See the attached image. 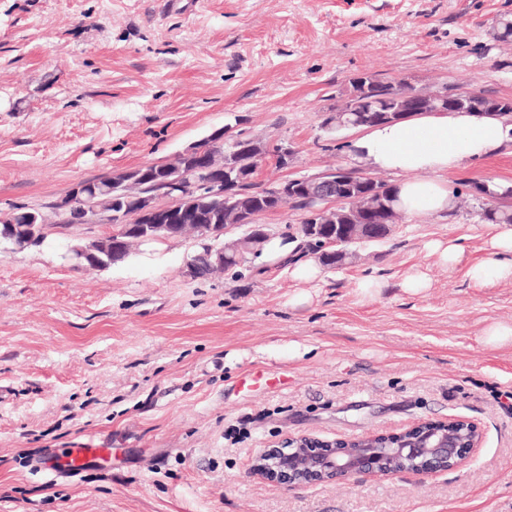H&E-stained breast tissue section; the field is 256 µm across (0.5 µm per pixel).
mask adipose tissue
Returning <instances> with one entry per match:
<instances>
[{
    "label": "adipose tissue",
    "mask_w": 512,
    "mask_h": 512,
    "mask_svg": "<svg viewBox=\"0 0 512 512\" xmlns=\"http://www.w3.org/2000/svg\"><path fill=\"white\" fill-rule=\"evenodd\" d=\"M512 138L504 117L469 112H421L370 127L353 143L363 168L395 174L397 207L407 214H444L456 198L441 173L499 150ZM489 260L471 269L483 285L512 281V225L499 224L488 241Z\"/></svg>",
    "instance_id": "adipose-tissue-1"
}]
</instances>
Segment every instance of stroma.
Here are the masks:
<instances>
[{
	"mask_svg": "<svg viewBox=\"0 0 512 512\" xmlns=\"http://www.w3.org/2000/svg\"><path fill=\"white\" fill-rule=\"evenodd\" d=\"M512 0H0V213H52L80 180L169 162L215 130L288 143L254 181L355 168L359 131L324 120L364 73L512 98ZM462 204L408 215L359 259L297 279L275 252L239 279L185 277L189 239L150 261L74 270L60 249L0 246V512H512V282L480 285L493 228L472 182L512 187V142L447 175ZM457 241L443 265L428 245ZM424 275L428 286L408 291ZM377 281L368 294L361 285ZM465 417L482 442L427 477L287 491L253 456ZM111 458L37 471L46 451ZM111 452L108 448H67L66 468L70 471H80L95 459H102L104 454L110 455Z\"/></svg>",
	"mask_w": 512,
	"mask_h": 512,
	"instance_id": "1",
	"label": "stroma"
}]
</instances>
